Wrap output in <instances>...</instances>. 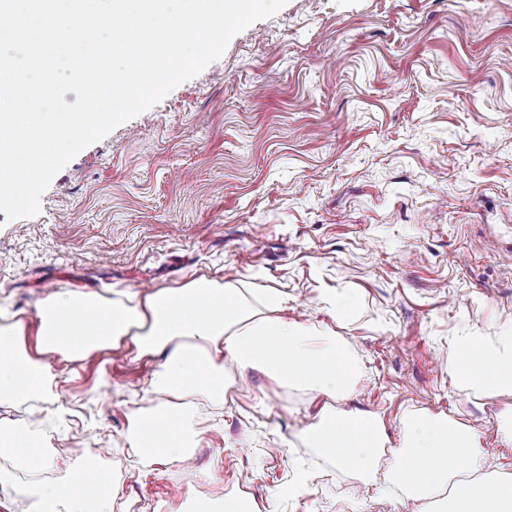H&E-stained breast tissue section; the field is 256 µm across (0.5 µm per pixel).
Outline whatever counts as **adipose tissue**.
<instances>
[{
    "label": "adipose tissue",
    "mask_w": 512,
    "mask_h": 512,
    "mask_svg": "<svg viewBox=\"0 0 512 512\" xmlns=\"http://www.w3.org/2000/svg\"><path fill=\"white\" fill-rule=\"evenodd\" d=\"M287 299L270 293L254 304L243 289L200 275L176 288H161L108 301L71 291L42 300L36 310L34 347L22 321L0 314V402L47 394L55 386L51 359L78 361L94 352L131 346L149 359L150 393L163 402L134 408L126 442L140 472L191 457L193 437L177 402L199 395L223 404L235 376L258 371L283 387L319 396L345 397L361 375L359 363L329 331L288 320ZM448 369L486 396L512 393V336L488 345L462 338ZM309 447L322 449L364 485L397 487L434 512H512V477L488 472V456L476 433L444 416L404 420L402 442L392 456L381 420L373 414L321 409L302 431ZM0 459L35 472L57 457L34 437L0 421ZM33 512H116L119 486L104 461L85 465L82 482L64 478L31 483Z\"/></svg>",
    "instance_id": "obj_1"
}]
</instances>
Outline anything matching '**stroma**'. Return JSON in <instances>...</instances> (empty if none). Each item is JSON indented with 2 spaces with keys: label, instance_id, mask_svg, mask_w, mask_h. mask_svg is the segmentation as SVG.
I'll return each mask as SVG.
<instances>
[{
  "label": "stroma",
  "instance_id": "stroma-1",
  "mask_svg": "<svg viewBox=\"0 0 512 512\" xmlns=\"http://www.w3.org/2000/svg\"><path fill=\"white\" fill-rule=\"evenodd\" d=\"M210 274L288 299L361 363L343 410L380 415L392 445L413 414L471 426L488 470L512 473L498 434L512 394L456 381L459 337L512 335V0H287L161 101L87 146L40 211L0 212V313L34 342L39 300L108 299ZM356 295L346 316L329 299ZM50 397L0 404L48 450L111 462L125 512H191L249 498L256 512H415L402 491L362 492L301 440L324 398L252 371L225 405L196 397L190 465L132 473L127 414L157 399L147 362L97 352L53 362ZM317 480L275 497L296 466ZM0 512H30L32 474L0 460Z\"/></svg>",
  "mask_w": 512,
  "mask_h": 512
}]
</instances>
